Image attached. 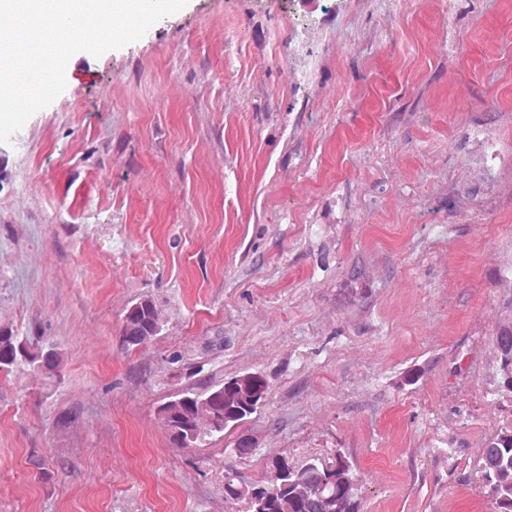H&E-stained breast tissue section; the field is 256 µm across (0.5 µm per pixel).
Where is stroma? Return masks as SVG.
<instances>
[{"mask_svg": "<svg viewBox=\"0 0 512 512\" xmlns=\"http://www.w3.org/2000/svg\"><path fill=\"white\" fill-rule=\"evenodd\" d=\"M64 77L0 141V327L64 357L0 374V512H230L227 465L339 450L364 512H487L512 0H188ZM239 372L266 407L172 445L157 407ZM162 331L156 307L149 298H141L131 305L123 318L121 346L127 352L137 349L142 343Z\"/></svg>", "mask_w": 512, "mask_h": 512, "instance_id": "1", "label": "stroma"}]
</instances>
